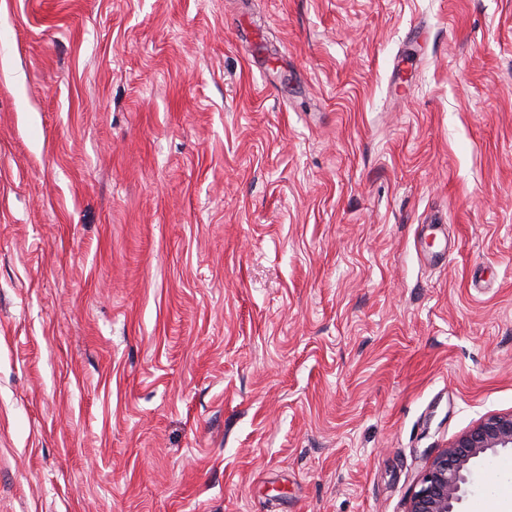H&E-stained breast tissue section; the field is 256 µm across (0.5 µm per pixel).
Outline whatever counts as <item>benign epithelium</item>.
Wrapping results in <instances>:
<instances>
[{
	"mask_svg": "<svg viewBox=\"0 0 512 512\" xmlns=\"http://www.w3.org/2000/svg\"><path fill=\"white\" fill-rule=\"evenodd\" d=\"M508 448L512 449V411L483 418L426 465L407 512H455L454 504L477 466Z\"/></svg>",
	"mask_w": 512,
	"mask_h": 512,
	"instance_id": "benign-epithelium-1",
	"label": "benign epithelium"
}]
</instances>
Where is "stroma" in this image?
<instances>
[{
  "label": "stroma",
  "mask_w": 512,
  "mask_h": 512,
  "mask_svg": "<svg viewBox=\"0 0 512 512\" xmlns=\"http://www.w3.org/2000/svg\"><path fill=\"white\" fill-rule=\"evenodd\" d=\"M509 411L512 0H0V512H406Z\"/></svg>",
  "instance_id": "stroma-1"
}]
</instances>
